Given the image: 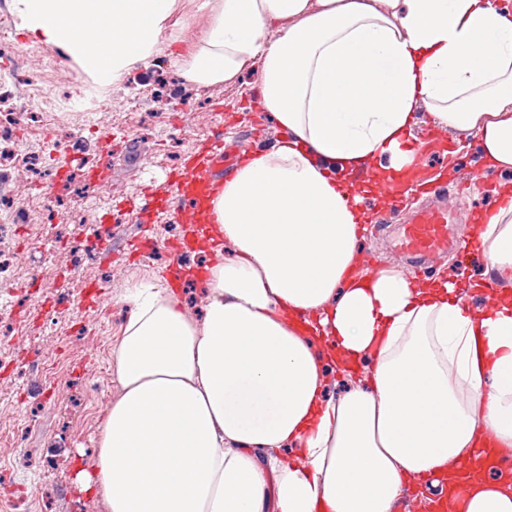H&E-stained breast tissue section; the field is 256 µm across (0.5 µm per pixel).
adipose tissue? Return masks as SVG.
<instances>
[{
  "instance_id": "adipose-tissue-1",
  "label": "adipose tissue",
  "mask_w": 512,
  "mask_h": 512,
  "mask_svg": "<svg viewBox=\"0 0 512 512\" xmlns=\"http://www.w3.org/2000/svg\"><path fill=\"white\" fill-rule=\"evenodd\" d=\"M21 29L60 50L87 94L162 51L177 0H13ZM202 39L176 56L201 87L259 67L283 131L243 152L211 206L202 321L174 290L134 288L111 354L91 468L74 484L109 512H394L409 479L464 481L447 512H512V483L475 461L512 450V201L481 245L490 305L468 309L460 273L358 270L361 196L415 171L421 114L477 138L512 170V11L500 0H201ZM101 31L102 41L80 37ZM346 389L329 395L330 373Z\"/></svg>"
}]
</instances>
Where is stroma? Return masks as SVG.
I'll use <instances>...</instances> for the list:
<instances>
[{
	"label": "stroma",
	"mask_w": 512,
	"mask_h": 512,
	"mask_svg": "<svg viewBox=\"0 0 512 512\" xmlns=\"http://www.w3.org/2000/svg\"><path fill=\"white\" fill-rule=\"evenodd\" d=\"M182 31L173 52L189 53L206 17L200 0H178ZM258 73L211 87L185 81L170 55L133 69L102 99H86L76 68L58 52L33 42L13 11H0V113L12 112V152L35 164L15 172L0 165L13 201L0 206V252L12 257L15 277L0 282V512H107L102 498L74 486L76 467H90L101 417L122 394L110 351L123 337L124 297L139 284H167L165 268L200 270L213 249L174 257L167 242L190 226L173 208L157 206L151 256L125 247L138 227L129 218L145 197L161 193L171 174L216 130L233 155L271 149L280 130L260 104ZM413 135L423 145L419 176L457 194L448 207L451 236L489 209L494 195L478 144L457 141L431 123ZM89 151L68 163L72 140ZM426 203L413 196L378 214L363 243L367 268L394 267L424 280L455 251L414 266L396 245L401 225ZM100 236L111 256L76 262L74 242Z\"/></svg>",
	"instance_id": "stroma-1"
}]
</instances>
